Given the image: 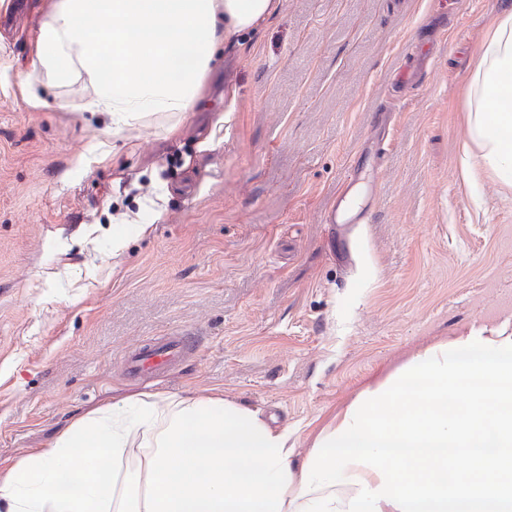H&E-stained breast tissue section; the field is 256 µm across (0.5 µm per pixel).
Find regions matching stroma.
<instances>
[{
    "label": "stroma",
    "instance_id": "stroma-1",
    "mask_svg": "<svg viewBox=\"0 0 512 512\" xmlns=\"http://www.w3.org/2000/svg\"><path fill=\"white\" fill-rule=\"evenodd\" d=\"M52 3L0 6V470L142 393L262 409L302 458L407 352L512 330V188L462 169L467 83L512 0H277L195 111L117 143L60 108L84 80L20 93ZM347 188L363 222L325 223ZM185 330L183 363L125 376ZM196 339L197 336L188 332H183L180 336L150 339L127 357V372L132 377L140 378L164 372L184 357L194 346Z\"/></svg>",
    "mask_w": 512,
    "mask_h": 512
}]
</instances>
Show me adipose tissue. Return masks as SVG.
<instances>
[{"label": "adipose tissue", "mask_w": 512, "mask_h": 512, "mask_svg": "<svg viewBox=\"0 0 512 512\" xmlns=\"http://www.w3.org/2000/svg\"><path fill=\"white\" fill-rule=\"evenodd\" d=\"M275 0H55L19 84L86 76L82 111L112 138L154 113L191 111L225 37ZM480 164L512 185V10L483 42L467 91ZM469 399L458 410L449 394ZM404 403H396V395ZM495 407L491 437L479 435ZM288 431L220 396H124L0 472V512H512V336L424 346L359 391L295 459ZM495 471L466 480L458 457ZM409 467L397 475L396 458Z\"/></svg>", "instance_id": "adipose-tissue-1"}]
</instances>
